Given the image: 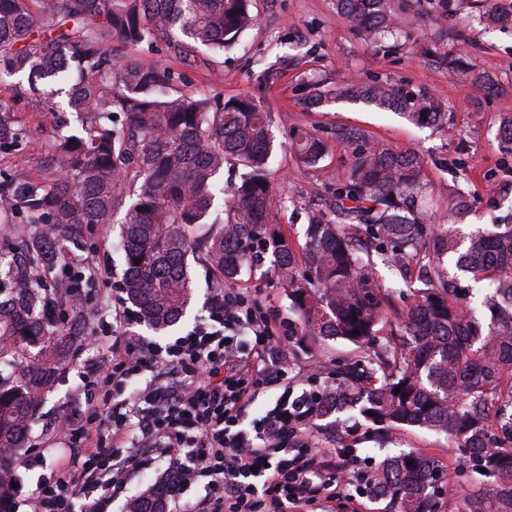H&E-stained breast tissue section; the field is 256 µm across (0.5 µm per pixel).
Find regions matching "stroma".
Segmentation results:
<instances>
[{
  "label": "stroma",
  "mask_w": 512,
  "mask_h": 512,
  "mask_svg": "<svg viewBox=\"0 0 512 512\" xmlns=\"http://www.w3.org/2000/svg\"><path fill=\"white\" fill-rule=\"evenodd\" d=\"M253 25L237 44L218 57L204 56L201 62L185 68V87L198 95L228 100L248 97L266 110L273 120L276 151L267 171L275 198L273 223L301 246L313 212L331 211L333 191L342 180L349 162L348 151L332 136L339 127L365 130L372 144L398 145L419 154L424 160L423 180L434 203H444L453 188L466 192L469 211L464 230L494 229L512 224V157L503 158L498 145L499 118L512 113V29L486 28L475 0H412L401 15L395 35L372 44L358 30L341 21L334 0H251ZM462 59L466 69L491 78L494 89L464 81L449 67L450 59ZM276 67L274 82H266L265 70ZM388 80L412 91H423L439 100L453 114V127L443 133L418 126L403 115L375 106L333 98L343 82ZM327 95L325 102L309 105L316 92ZM15 108L31 126L21 156H0V170H22L37 174L44 165L55 136V120L42 114L31 99L16 102ZM306 130L325 139L327 153L314 168L299 166L291 149L298 131ZM124 209L114 213V224H91L72 244L75 254L88 258L94 266L108 269L109 275L86 284L90 312L89 325L111 320L112 310L125 307L120 288L123 261L119 245L120 221ZM191 273L196 284V301L185 318L172 330L154 333L129 318L128 341L165 345L186 335L197 321L207 317L219 287L203 261H195ZM256 297L263 312L277 321L288 318L289 300L283 276L274 270L251 276L242 286ZM103 348L84 339L72 354V364L64 373L41 410V420L31 433L23 455V482L15 501V512H28V496L42 468L31 461L43 449L53 447V428L58 407L75 410L73 390L88 359L102 355ZM358 348L327 341L324 348L298 351L288 365L287 380L272 385L251 405L245 418L253 424L272 409L287 388L301 390L312 364L356 359ZM414 448L428 455L438 466L446 497L461 495L471 481L460 449L446 436L421 430L398 431L390 449L364 440L350 462L351 477L373 468L387 452Z\"/></svg>",
  "instance_id": "35a3bbf8"
}]
</instances>
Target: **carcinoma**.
<instances>
[{
  "label": "carcinoma",
  "mask_w": 512,
  "mask_h": 512,
  "mask_svg": "<svg viewBox=\"0 0 512 512\" xmlns=\"http://www.w3.org/2000/svg\"><path fill=\"white\" fill-rule=\"evenodd\" d=\"M396 0H335L350 27L378 39L398 22ZM489 25H512V13L482 0ZM254 22L249 0H0V80L49 87L35 104L56 113L66 101L75 120L56 129L38 176L0 177L6 224H41L22 251L0 254V512L20 480L18 456L45 395L69 362L81 328L61 329L48 311L38 269L57 264L58 242L88 224H110L130 199L122 229V290L139 322L154 332L178 324L194 300L188 257L200 255L221 282L269 268L288 279V342L342 340L363 350L353 364H320L303 389L309 417L297 422L311 442L332 432L350 437L362 421L378 426L385 448L392 432L424 429L464 449L477 478L448 512H512V225L498 233L461 234L464 192H448L441 223L427 225L423 160L398 146H373L355 128L338 127L336 142L351 163L334 190L332 216H313L304 255L271 223L274 199L267 170L274 148L269 112L249 98L221 101L184 89L175 67L129 54L112 58V41L132 50L162 37L184 66L195 54L219 55ZM337 97L403 113L445 132L448 112L431 96L390 83L346 81ZM118 114L128 126L112 127ZM30 128L0 99V153L18 150ZM500 149L512 156V113L500 118ZM313 168L326 144L304 133L293 144ZM246 169L230 190L225 214L213 210L224 164ZM205 224L222 229L200 234ZM400 273H426L412 303L398 309L375 274V258ZM475 284L488 282L476 310L445 260ZM492 479L486 485L480 477ZM373 487L393 512H432L441 476L410 449L372 469ZM128 512H165L154 486Z\"/></svg>",
  "instance_id": "cac0c4a2"
}]
</instances>
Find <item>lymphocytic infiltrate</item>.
I'll return each mask as SVG.
<instances>
[{
    "instance_id": "obj_1",
    "label": "lymphocytic infiltrate",
    "mask_w": 512,
    "mask_h": 512,
    "mask_svg": "<svg viewBox=\"0 0 512 512\" xmlns=\"http://www.w3.org/2000/svg\"><path fill=\"white\" fill-rule=\"evenodd\" d=\"M288 339L256 300L227 288L209 320L166 346L112 343L88 364L79 413L58 425L54 474L31 491L30 512H102L94 490L121 492L136 473L168 465L163 490L179 502L203 482L191 512H336L351 484L343 448H292L275 407L243 427L259 394L282 379ZM149 373L144 387L127 378Z\"/></svg>"
}]
</instances>
